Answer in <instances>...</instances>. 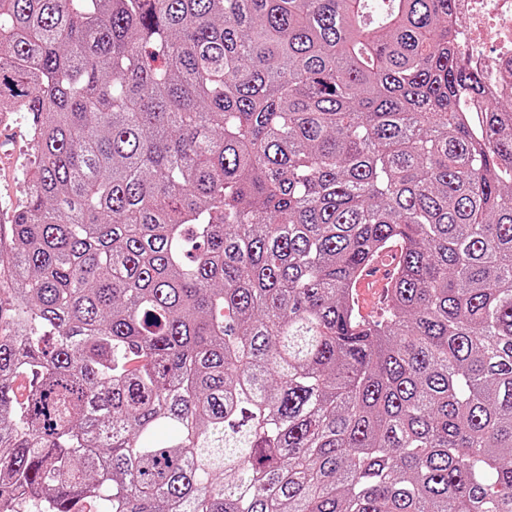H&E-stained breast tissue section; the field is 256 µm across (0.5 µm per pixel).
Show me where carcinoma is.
<instances>
[{
  "mask_svg": "<svg viewBox=\"0 0 512 512\" xmlns=\"http://www.w3.org/2000/svg\"><path fill=\"white\" fill-rule=\"evenodd\" d=\"M455 2L0 0V512H512V101ZM31 123L30 118L20 120L17 126L6 128L0 134L9 139L12 143L11 160L0 166V201H9L12 204H18L25 199L27 192V181L23 175V168L30 159L31 142L28 133V127ZM394 251L386 250L382 254L373 258L362 272L359 283L362 287L371 286L377 291L380 301H384L387 295V289L391 284L394 274L395 263L393 261Z\"/></svg>",
  "mask_w": 512,
  "mask_h": 512,
  "instance_id": "1",
  "label": "carcinoma"
}]
</instances>
